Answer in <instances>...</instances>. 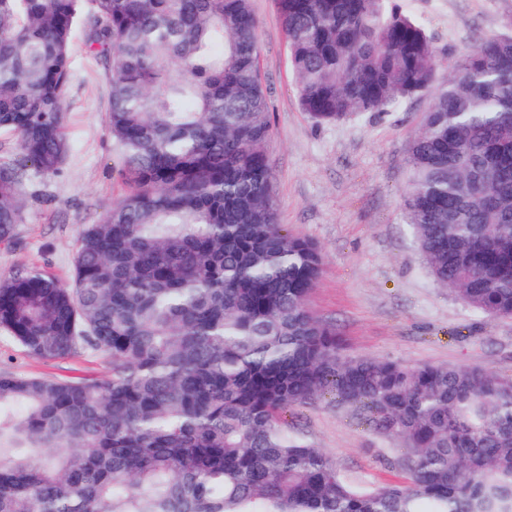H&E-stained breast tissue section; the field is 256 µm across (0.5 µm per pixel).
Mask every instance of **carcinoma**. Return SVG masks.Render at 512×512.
<instances>
[{"label": "carcinoma", "instance_id": "obj_1", "mask_svg": "<svg viewBox=\"0 0 512 512\" xmlns=\"http://www.w3.org/2000/svg\"><path fill=\"white\" fill-rule=\"evenodd\" d=\"M302 111L317 123L429 99L403 216L436 282L512 318V36L435 83L395 0H278ZM83 25L106 64L129 191L79 237L69 285L0 277V331L30 355L107 359L103 379L0 371V512H512V379L480 367L343 360L308 300L322 269L278 223L251 0H0V243L25 163L60 171ZM332 389L405 445L404 480L362 489L288 435Z\"/></svg>", "mask_w": 512, "mask_h": 512}]
</instances>
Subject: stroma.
Returning a JSON list of instances; mask_svg holds the SVG:
<instances>
[{"mask_svg": "<svg viewBox=\"0 0 512 512\" xmlns=\"http://www.w3.org/2000/svg\"><path fill=\"white\" fill-rule=\"evenodd\" d=\"M397 3L430 37L440 80L454 59L482 38L512 31V0ZM252 7L270 102L266 154L278 221L322 255V274L308 305L314 316L335 326L342 357L480 367L511 377L512 319L487 317L437 284L403 221L409 142L428 99L412 100L393 112H362L315 124L299 105L277 0H252ZM71 56L75 77L65 118L70 152L57 174L29 170L24 221L16 243L0 244V276L37 265L71 283L80 230L99 223L125 192L106 130L105 63L89 47L83 29L73 34ZM1 368L57 379L108 375L103 356L39 359L3 333ZM287 420L290 433L319 448L357 485L382 486L403 474L402 443L337 405L333 393L290 409Z\"/></svg>", "mask_w": 512, "mask_h": 512, "instance_id": "obj_1", "label": "stroma"}]
</instances>
